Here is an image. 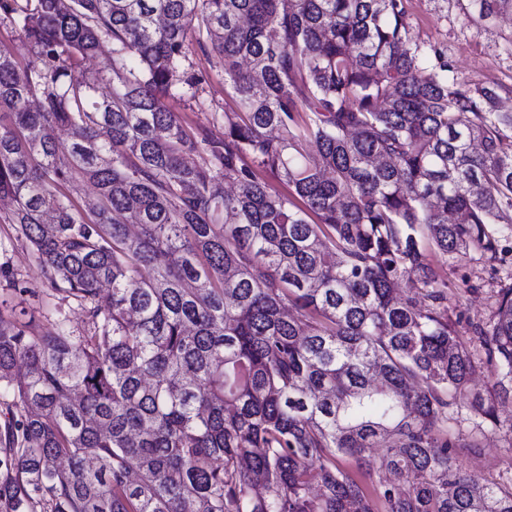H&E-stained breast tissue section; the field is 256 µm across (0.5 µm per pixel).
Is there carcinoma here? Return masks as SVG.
I'll return each mask as SVG.
<instances>
[{
    "label": "carcinoma",
    "mask_w": 512,
    "mask_h": 512,
    "mask_svg": "<svg viewBox=\"0 0 512 512\" xmlns=\"http://www.w3.org/2000/svg\"><path fill=\"white\" fill-rule=\"evenodd\" d=\"M5 20L30 59L0 49V197L84 328L0 317V512H512V479L457 464L512 396V284L473 325L492 386L470 394L435 264L505 261L512 111L410 37L407 0H0ZM201 29L239 104L222 139L167 106L196 97ZM106 45L115 83L83 68ZM380 466L410 489L367 485Z\"/></svg>",
    "instance_id": "cac0c4a2"
}]
</instances>
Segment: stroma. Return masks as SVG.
<instances>
[{"label":"stroma","mask_w":512,"mask_h":512,"mask_svg":"<svg viewBox=\"0 0 512 512\" xmlns=\"http://www.w3.org/2000/svg\"><path fill=\"white\" fill-rule=\"evenodd\" d=\"M410 34L414 40L445 44L448 59L458 73L471 82L493 85L504 106L512 108V55L506 51L512 37V21L495 19L484 25L467 23L456 0H409ZM190 61L204 77L196 98L170 101L172 111L191 126L201 125L211 136L224 135V115L236 111L238 104L224 83V68L209 50L192 44ZM7 209L0 205V264L10 266L19 281L10 286L0 279V314L24 311L25 321L33 332L48 329L46 314L57 303L39 275L31 247L17 233L14 225L5 223ZM448 275V313L460 321L459 328L468 339L473 353L482 347L472 333L474 323L487 320L493 310V295L506 284L505 271H494L490 263L467 255L446 264ZM500 429L488 433L484 446L475 453L458 458L459 467L477 484L501 482L512 476V437L504 427L512 423V396L497 405Z\"/></svg>","instance_id":"stroma-1"}]
</instances>
